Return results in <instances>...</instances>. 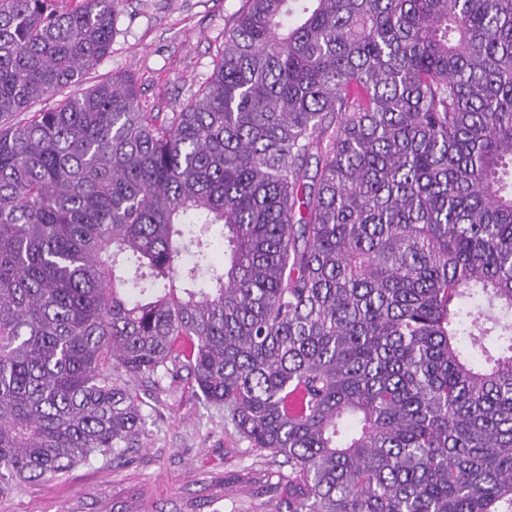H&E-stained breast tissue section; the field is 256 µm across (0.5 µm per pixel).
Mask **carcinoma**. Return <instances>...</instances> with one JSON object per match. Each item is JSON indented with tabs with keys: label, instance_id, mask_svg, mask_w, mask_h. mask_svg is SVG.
I'll list each match as a JSON object with an SVG mask.
<instances>
[{
	"label": "carcinoma",
	"instance_id": "obj_1",
	"mask_svg": "<svg viewBox=\"0 0 512 512\" xmlns=\"http://www.w3.org/2000/svg\"><path fill=\"white\" fill-rule=\"evenodd\" d=\"M124 2L0 0V497L184 370L286 512H512V0H243L175 112Z\"/></svg>",
	"mask_w": 512,
	"mask_h": 512
}]
</instances>
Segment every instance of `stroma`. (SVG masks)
Segmentation results:
<instances>
[{
    "label": "stroma",
    "mask_w": 512,
    "mask_h": 512,
    "mask_svg": "<svg viewBox=\"0 0 512 512\" xmlns=\"http://www.w3.org/2000/svg\"><path fill=\"white\" fill-rule=\"evenodd\" d=\"M241 0H126L101 76H142L140 96L178 109L209 76ZM150 417L127 464L98 458L60 477L24 484L0 512H276L279 459L251 448L222 410L192 393L185 373L148 391Z\"/></svg>",
    "instance_id": "35a3bbf8"
}]
</instances>
